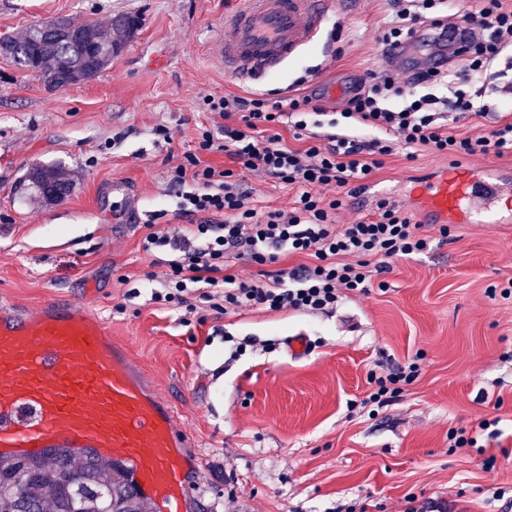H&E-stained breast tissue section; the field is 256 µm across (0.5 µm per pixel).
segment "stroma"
Returning a JSON list of instances; mask_svg holds the SVG:
<instances>
[{
  "instance_id": "1",
  "label": "stroma",
  "mask_w": 512,
  "mask_h": 512,
  "mask_svg": "<svg viewBox=\"0 0 512 512\" xmlns=\"http://www.w3.org/2000/svg\"><path fill=\"white\" fill-rule=\"evenodd\" d=\"M238 0H0V38L67 19L107 26L140 20L94 79L55 89L0 57V299L23 305L77 300L128 348L133 365L175 405L194 442L195 512H332L364 501L405 512L408 498L446 512H512V298L489 290L512 279V223L425 229L427 252L393 260L384 287L331 313L243 309L215 315L150 300L165 268L139 248L151 231L181 225L167 171L194 151L206 95L254 90L279 100L298 78L324 94L330 126L340 98L380 68L390 0H356L332 14L319 43L279 73L245 84L216 62L219 23ZM175 134L157 144L154 127ZM441 156L386 158L373 177L393 200L403 179L444 166ZM61 168L72 193L39 202L24 177ZM127 185L117 203L113 182ZM311 344L304 356L288 339ZM252 340L240 357L236 343ZM266 340L274 350L263 349ZM417 364L399 400L349 410L371 392L370 373ZM498 419V436L453 448L450 430ZM493 466H486L487 458ZM505 498H496L497 490Z\"/></svg>"
}]
</instances>
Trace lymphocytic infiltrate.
Wrapping results in <instances>:
<instances>
[{"instance_id":"lymphocytic-infiltrate-1","label":"lymphocytic infiltrate","mask_w":512,"mask_h":512,"mask_svg":"<svg viewBox=\"0 0 512 512\" xmlns=\"http://www.w3.org/2000/svg\"><path fill=\"white\" fill-rule=\"evenodd\" d=\"M465 12L463 0H392L383 25L385 59L401 53L418 25L441 30ZM470 15L478 32L449 41L445 65L416 73L366 71L340 111L352 129L348 135L324 139L309 131L308 115L325 111L314 91L275 101L253 92L205 96L211 121L199 127L195 151L168 173L176 211L187 223L171 233H148L141 243L144 252L168 256L165 286L152 292V302L191 312L202 302L218 315L246 307L330 313L347 295L368 293L390 261L426 251L431 239L423 224L389 198L377 199L355 222L340 223L338 215L343 195L361 189L397 150L409 160L423 153L451 160L512 155V100L505 90L464 89L512 47V5L479 0ZM441 111L492 116L496 124L488 135H464L438 124ZM287 132L292 142H285ZM213 153L224 154L228 166L208 163ZM250 175L297 188L293 206L258 211L245 184ZM319 186L336 193L316 194ZM200 213L208 221L194 223ZM294 254L311 257V264L279 267L280 257ZM239 263L275 270L266 279L245 280L233 271Z\"/></svg>"}]
</instances>
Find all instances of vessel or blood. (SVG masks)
I'll list each match as a JSON object with an SVG mask.
<instances>
[{
    "instance_id": "obj_1",
    "label": "vessel or blood",
    "mask_w": 512,
    "mask_h": 512,
    "mask_svg": "<svg viewBox=\"0 0 512 512\" xmlns=\"http://www.w3.org/2000/svg\"><path fill=\"white\" fill-rule=\"evenodd\" d=\"M333 9V0H242L219 27L216 61L242 82L276 74L319 41ZM439 52L426 28L409 49L433 63ZM407 196L433 224H469L477 214L495 224L512 205V175L459 162L408 181ZM191 445L172 404L84 304L0 302V455L92 448L130 462L162 512H192Z\"/></svg>"
}]
</instances>
